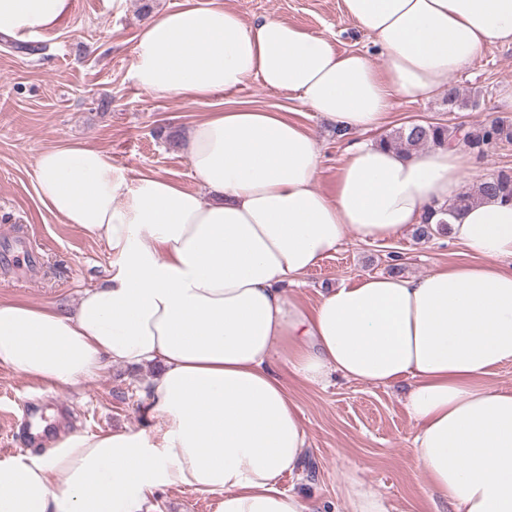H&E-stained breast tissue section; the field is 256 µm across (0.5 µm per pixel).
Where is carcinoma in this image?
Wrapping results in <instances>:
<instances>
[{"instance_id":"1","label":"carcinoma","mask_w":512,"mask_h":512,"mask_svg":"<svg viewBox=\"0 0 512 512\" xmlns=\"http://www.w3.org/2000/svg\"><path fill=\"white\" fill-rule=\"evenodd\" d=\"M380 142L406 155L424 147H440L448 144H465L469 150L482 154L489 147L503 142L512 143V119L495 117L482 124L466 126L441 122L406 123L386 134ZM500 197L512 201V171L500 170L481 181L474 190L459 193L448 204L446 212L451 215L466 210L482 197ZM448 233V222L420 224L415 236L428 239L434 234Z\"/></svg>"}]
</instances>
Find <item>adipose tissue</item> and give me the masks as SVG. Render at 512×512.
Instances as JSON below:
<instances>
[{"label":"adipose tissue","instance_id":"adipose-tissue-1","mask_svg":"<svg viewBox=\"0 0 512 512\" xmlns=\"http://www.w3.org/2000/svg\"><path fill=\"white\" fill-rule=\"evenodd\" d=\"M343 3L383 68L281 17L248 23L223 0H185L141 24L130 78L190 104L254 79L348 135L383 125L395 99L441 92L485 45L512 42V0ZM73 15V0H0V34L29 42ZM183 148L193 190L150 171L128 186L108 154L82 145L37 155L40 203L106 242L117 270L69 312L0 300V368L75 386L115 364H156L146 411L159 427L76 433L0 461V512H143L169 487L217 495L216 512H312L278 486L309 449L288 380L334 375L408 383L413 456L433 503L512 512V389L484 383L512 364V202L484 197L447 219L472 261L361 276L310 308L288 290L347 231L373 242L443 218L473 168L467 151L358 143L327 193L315 130L285 112L215 109Z\"/></svg>","mask_w":512,"mask_h":512}]
</instances>
